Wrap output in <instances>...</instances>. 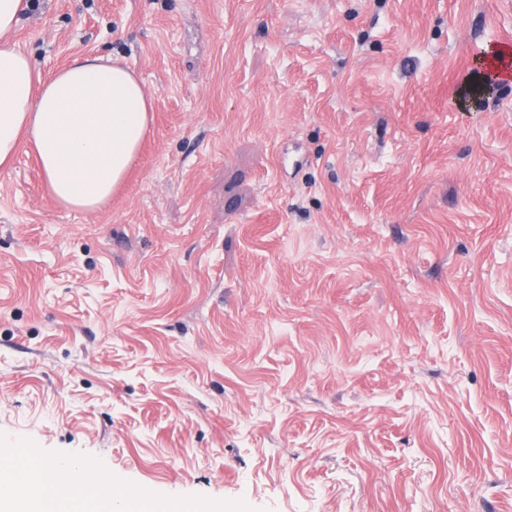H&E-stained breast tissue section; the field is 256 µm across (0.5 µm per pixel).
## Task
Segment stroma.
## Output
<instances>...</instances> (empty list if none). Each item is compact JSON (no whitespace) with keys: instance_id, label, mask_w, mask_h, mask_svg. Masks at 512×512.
I'll return each instance as SVG.
<instances>
[{"instance_id":"stroma-1","label":"stroma","mask_w":512,"mask_h":512,"mask_svg":"<svg viewBox=\"0 0 512 512\" xmlns=\"http://www.w3.org/2000/svg\"><path fill=\"white\" fill-rule=\"evenodd\" d=\"M512 0H39L154 97L123 189L0 171V467L159 512H512Z\"/></svg>"}]
</instances>
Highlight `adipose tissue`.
Segmentation results:
<instances>
[{
  "instance_id": "obj_1",
  "label": "adipose tissue",
  "mask_w": 512,
  "mask_h": 512,
  "mask_svg": "<svg viewBox=\"0 0 512 512\" xmlns=\"http://www.w3.org/2000/svg\"><path fill=\"white\" fill-rule=\"evenodd\" d=\"M28 0H0V169L32 148L45 185L64 207L101 208L122 185L151 128L154 104L136 75L116 61L77 58L42 78L11 44ZM71 474L45 466L37 512H86L94 495L60 493Z\"/></svg>"
}]
</instances>
